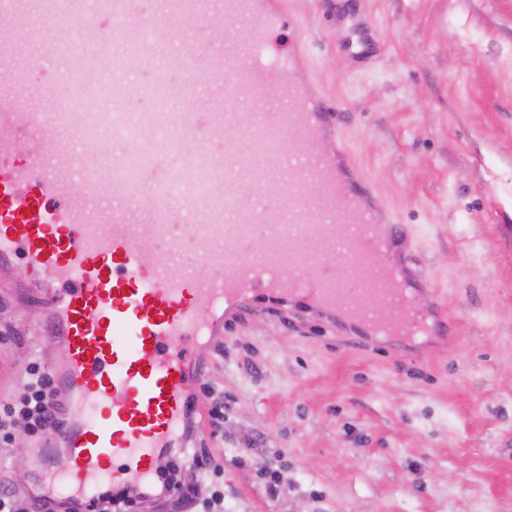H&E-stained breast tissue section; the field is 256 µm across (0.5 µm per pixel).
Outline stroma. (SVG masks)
Instances as JSON below:
<instances>
[{
  "label": "stroma",
  "instance_id": "obj_1",
  "mask_svg": "<svg viewBox=\"0 0 512 512\" xmlns=\"http://www.w3.org/2000/svg\"><path fill=\"white\" fill-rule=\"evenodd\" d=\"M286 2L308 59L294 77L338 104L354 169L386 222L412 228L455 340L374 344L251 297L200 352L195 410L223 398V429L176 444L218 458L226 512H512V0H361L341 22L326 0ZM366 21L373 56L338 51ZM30 278L0 267V399L32 360L65 359L41 337L49 294L18 290ZM43 453L27 445L20 467L0 449L20 512H37Z\"/></svg>",
  "mask_w": 512,
  "mask_h": 512
}]
</instances>
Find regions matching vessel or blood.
<instances>
[{"label": "vessel or blood", "mask_w": 512, "mask_h": 512, "mask_svg": "<svg viewBox=\"0 0 512 512\" xmlns=\"http://www.w3.org/2000/svg\"><path fill=\"white\" fill-rule=\"evenodd\" d=\"M21 27H0V47L43 38L59 18L68 35L39 59L61 91L46 114L25 106L28 62L0 90V264L24 258L39 280L66 281L42 334L66 351L59 384L70 418L58 433L67 453L55 477L69 499L82 501L101 479L146 492L155 464L187 418L202 381L190 368V347L224 327V314L256 289L306 301L323 316L353 321L371 335L428 336L451 331L445 302L415 309L407 300L432 288L411 280L389 256L410 234L381 228L367 182L346 179L333 144L340 115L322 93L291 80L301 53L288 37L293 19L264 0H167L172 15L195 19L188 41L144 14L140 0H34ZM233 21L246 32L232 49L215 36ZM111 22L108 46L95 35ZM166 45L154 54L142 35ZM153 59L141 88L127 79L134 63ZM178 94L232 98L242 86L273 91L271 111L173 112L170 72ZM112 90V109L86 112L99 89ZM155 108L133 112V98ZM80 137L71 146L63 133ZM84 202L60 209L73 183ZM263 185L251 201L248 191ZM287 197L290 213L271 205ZM263 227L259 254L245 248ZM200 263L223 267L202 281L182 261L183 238ZM361 271L355 290L336 285V255Z\"/></svg>", "instance_id": "1"}]
</instances>
